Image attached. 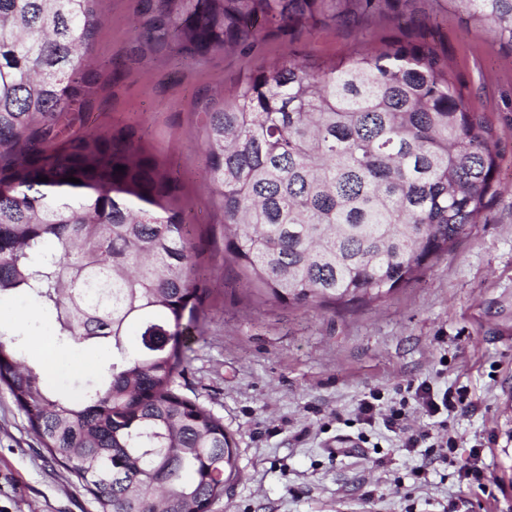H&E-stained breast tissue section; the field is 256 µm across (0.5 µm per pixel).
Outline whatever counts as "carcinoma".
<instances>
[{
  "label": "carcinoma",
  "mask_w": 512,
  "mask_h": 512,
  "mask_svg": "<svg viewBox=\"0 0 512 512\" xmlns=\"http://www.w3.org/2000/svg\"><path fill=\"white\" fill-rule=\"evenodd\" d=\"M448 2L512 51V0ZM401 3L151 0L141 35L198 61L267 24L349 23ZM103 21L100 0H0V303L49 313L57 346L108 352L79 395L60 393L22 362L26 328L0 320V387L97 512H194L223 494L236 444L176 387L210 285L161 203L173 184L131 129L43 147L92 83L84 48ZM206 115L225 258L278 304L388 297L496 192L493 126L433 46L397 34L329 65L261 67Z\"/></svg>",
  "instance_id": "1"
}]
</instances>
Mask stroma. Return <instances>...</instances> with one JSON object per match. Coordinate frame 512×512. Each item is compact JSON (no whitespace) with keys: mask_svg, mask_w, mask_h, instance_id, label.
Listing matches in <instances>:
<instances>
[{"mask_svg":"<svg viewBox=\"0 0 512 512\" xmlns=\"http://www.w3.org/2000/svg\"><path fill=\"white\" fill-rule=\"evenodd\" d=\"M145 0H104L86 56L90 93L58 118L62 140L135 129L175 182L166 206L200 250L211 294L187 338L177 383L219 417L236 442V471L211 512H512V52L490 26L448 0H408L400 14L269 26L251 45L200 61L149 50L139 36ZM435 47L467 107L498 136L497 194L468 236L387 298L335 309L286 306L224 259V208L205 174L206 112L239 81L293 54L331 63L393 32ZM463 389L448 418L458 446L414 479L421 453L383 424L341 458L329 447L355 435L360 399L390 403L408 383ZM491 478L461 483L474 444ZM0 512H96L89 493L41 447L0 388Z\"/></svg>","mask_w":512,"mask_h":512,"instance_id":"obj_1","label":"stroma"}]
</instances>
